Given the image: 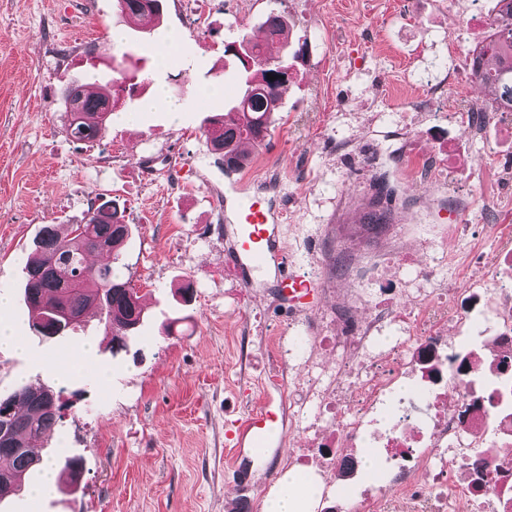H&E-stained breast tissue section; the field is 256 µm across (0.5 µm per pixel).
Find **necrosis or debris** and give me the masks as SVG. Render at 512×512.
<instances>
[{"label": "necrosis or debris", "mask_w": 512, "mask_h": 512, "mask_svg": "<svg viewBox=\"0 0 512 512\" xmlns=\"http://www.w3.org/2000/svg\"><path fill=\"white\" fill-rule=\"evenodd\" d=\"M501 230L494 266L469 288H444L407 255L401 275L363 289L369 311L337 308L335 335L289 337V354L336 355L303 422L306 466L350 483L371 444L409 512H512V226Z\"/></svg>", "instance_id": "necrosis-or-debris-1"}]
</instances>
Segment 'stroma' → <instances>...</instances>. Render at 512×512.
Returning a JSON list of instances; mask_svg holds the SVG:
<instances>
[{"mask_svg": "<svg viewBox=\"0 0 512 512\" xmlns=\"http://www.w3.org/2000/svg\"><path fill=\"white\" fill-rule=\"evenodd\" d=\"M497 9L484 0L474 19L470 0H166L161 25L181 42L165 60L155 35L124 28L115 0H0V293L10 298L0 324L22 339L0 346V395L23 382L60 394L40 454L82 463L78 484L41 501L21 491L0 512H237L243 498L262 512L305 445L282 386L312 380L268 339L331 335L337 297L371 287L367 269L395 273L405 252L434 258L443 284L464 288L474 258L496 251L489 225L512 210V183L498 177L512 169V124L478 133L465 118L490 110L469 51ZM273 11L306 54L240 176L281 211L284 245L315 285L296 309L273 273L242 286L218 206L238 202L224 197V165L204 133L241 88L225 45L258 34ZM120 70L141 85L121 94L101 140L73 141L63 91ZM159 84L179 111H140ZM109 200L131 227L126 274L156 300L115 353L98 314L47 338L23 301L40 228L80 223ZM378 207L393 230L361 231ZM453 224L467 236L452 237ZM340 249L365 272L337 280L327 260ZM64 352L82 353V368L60 363ZM267 400L278 439L265 455L236 454L231 430Z\"/></svg>", "mask_w": 512, "mask_h": 512, "instance_id": "stroma-1", "label": "stroma"}]
</instances>
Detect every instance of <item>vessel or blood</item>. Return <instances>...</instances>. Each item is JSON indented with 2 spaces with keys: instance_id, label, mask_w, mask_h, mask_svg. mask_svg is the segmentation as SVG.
Masks as SVG:
<instances>
[{
  "instance_id": "1",
  "label": "vessel or blood",
  "mask_w": 512,
  "mask_h": 512,
  "mask_svg": "<svg viewBox=\"0 0 512 512\" xmlns=\"http://www.w3.org/2000/svg\"><path fill=\"white\" fill-rule=\"evenodd\" d=\"M279 223V212L257 199H249L238 215L232 262L241 272L274 266L281 294L295 306L309 296L313 283L296 270L283 252ZM275 418V413L266 405L252 413L238 428L235 448L264 455L274 435Z\"/></svg>"
}]
</instances>
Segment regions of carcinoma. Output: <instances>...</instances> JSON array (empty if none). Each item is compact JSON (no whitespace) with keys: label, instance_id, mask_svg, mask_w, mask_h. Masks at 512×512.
Masks as SVG:
<instances>
[{"label":"carcinoma","instance_id":"1","mask_svg":"<svg viewBox=\"0 0 512 512\" xmlns=\"http://www.w3.org/2000/svg\"><path fill=\"white\" fill-rule=\"evenodd\" d=\"M164 0H116L119 14L136 29L158 25ZM492 33L475 46L472 53V76L486 85L492 94L495 111H512V0H499ZM265 42H282V51L267 55L264 42L242 36L239 47L252 53L251 62L243 65V90L227 112L208 118L206 134L218 160L240 164L248 160L244 144H262L269 135L271 117L282 107V93L291 78L284 76L288 58H297L303 46L288 51L285 18L271 12L263 22ZM275 80H270V76ZM77 93V111L71 113L68 136L76 142H92L102 137L112 114L110 84L73 85L64 92V101ZM131 235L130 225L114 206L89 207L81 224L69 225L61 234L52 224L42 227L34 241V256L25 266L23 299L31 324L41 326L45 335L56 333L58 313L68 316V324L79 322L85 311L96 308L111 336L110 351L127 347V343L144 322L139 290L123 273L122 249ZM96 251L112 255V263L96 267L89 256ZM28 411H20L21 406ZM59 399L43 388L22 383L6 397H0V459L12 461L13 471H0V498L21 486L23 475L41 463L31 448V441L49 432L60 418Z\"/></svg>","mask_w":512,"mask_h":512}]
</instances>
